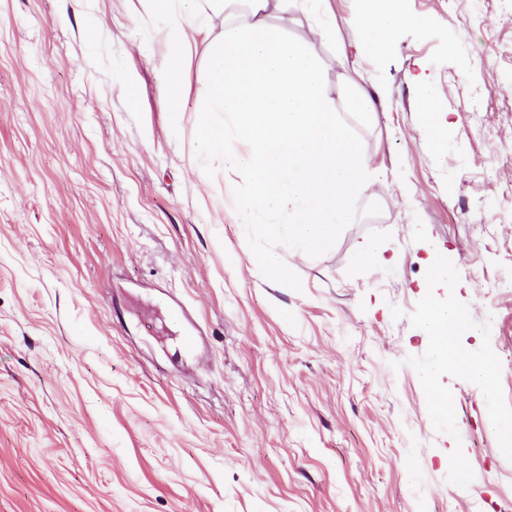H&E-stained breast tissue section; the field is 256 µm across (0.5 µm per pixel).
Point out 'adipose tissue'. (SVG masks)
<instances>
[{
	"instance_id": "ef3b65f1",
	"label": "adipose tissue",
	"mask_w": 512,
	"mask_h": 512,
	"mask_svg": "<svg viewBox=\"0 0 512 512\" xmlns=\"http://www.w3.org/2000/svg\"><path fill=\"white\" fill-rule=\"evenodd\" d=\"M324 0H141L161 19L166 45L164 82L173 121L184 112L204 115L199 126L197 167H235L232 140L249 146L250 192L242 223L260 225L264 238L283 242L289 253L326 254L343 225L351 223L353 198L374 190L368 161L347 116L373 111L372 95L347 78L340 99L324 81L326 63L314 47L333 46L336 64L349 55L375 59L392 34L421 28L424 18L399 0H356L344 44L335 22L316 13ZM205 33L197 44L196 33ZM202 49V94L188 99L183 74Z\"/></svg>"
}]
</instances>
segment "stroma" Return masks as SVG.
I'll return each mask as SVG.
<instances>
[{"label":"stroma","mask_w":512,"mask_h":512,"mask_svg":"<svg viewBox=\"0 0 512 512\" xmlns=\"http://www.w3.org/2000/svg\"><path fill=\"white\" fill-rule=\"evenodd\" d=\"M355 129L386 185L327 254L254 268L240 167L200 173L140 0H0V512H502L512 461L410 316L444 251L512 405V0H405ZM438 95L419 109L422 83ZM381 256L361 263L363 245ZM183 307L201 331L181 345ZM462 449L476 477L448 482ZM248 254L249 261L259 267L269 279L291 284L288 266L282 262L277 253L253 248L248 251Z\"/></svg>","instance_id":"obj_1"}]
</instances>
